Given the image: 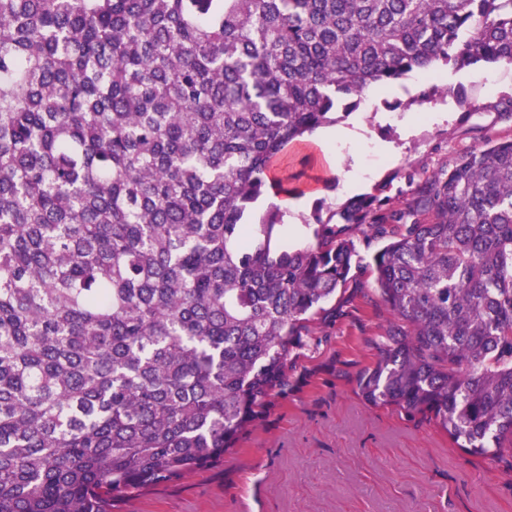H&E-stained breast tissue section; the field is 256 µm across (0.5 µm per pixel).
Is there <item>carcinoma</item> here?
Listing matches in <instances>:
<instances>
[{"mask_svg":"<svg viewBox=\"0 0 512 512\" xmlns=\"http://www.w3.org/2000/svg\"><path fill=\"white\" fill-rule=\"evenodd\" d=\"M512 63V0H0V512L224 462L363 261L390 314L356 377L512 457V139L283 242L274 172L365 91Z\"/></svg>","mask_w":512,"mask_h":512,"instance_id":"obj_1","label":"carcinoma"}]
</instances>
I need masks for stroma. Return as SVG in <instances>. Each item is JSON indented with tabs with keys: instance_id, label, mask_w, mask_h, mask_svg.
I'll use <instances>...</instances> for the list:
<instances>
[{
	"instance_id": "obj_1",
	"label": "stroma",
	"mask_w": 512,
	"mask_h": 512,
	"mask_svg": "<svg viewBox=\"0 0 512 512\" xmlns=\"http://www.w3.org/2000/svg\"><path fill=\"white\" fill-rule=\"evenodd\" d=\"M512 95V65L442 69L437 81L412 73L385 92L366 95L351 121L362 126L360 163L374 179L362 193L401 207L425 177L481 147L484 131L512 139V119L489 106ZM448 114L437 122L438 111ZM391 155H384L383 147ZM289 173L314 192L287 213L285 238L304 242L315 208L333 211L349 199L312 149L296 151ZM344 315L323 327L255 427L223 464L116 502L112 512H512V459L489 463L453 447L432 422L392 407L372 408L354 389L370 364L388 314L369 268L355 269L337 295Z\"/></svg>"
}]
</instances>
